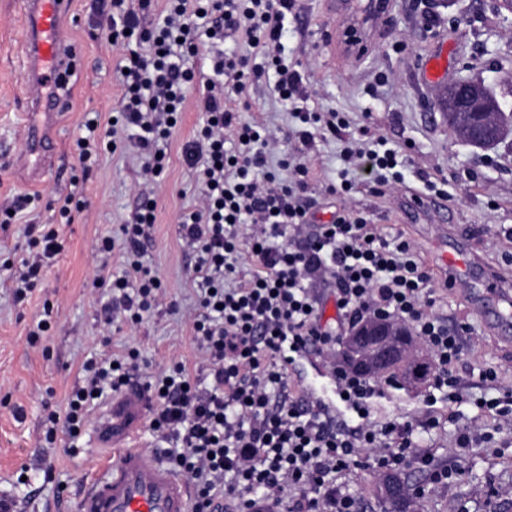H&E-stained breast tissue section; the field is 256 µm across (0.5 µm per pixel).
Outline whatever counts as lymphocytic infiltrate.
I'll return each mask as SVG.
<instances>
[{"label": "lymphocytic infiltrate", "mask_w": 512, "mask_h": 512, "mask_svg": "<svg viewBox=\"0 0 512 512\" xmlns=\"http://www.w3.org/2000/svg\"><path fill=\"white\" fill-rule=\"evenodd\" d=\"M293 0H166L162 25L145 28L152 0H98L96 28L114 44L127 46L119 67L120 109L109 123L85 118L75 142L82 170L102 152L117 149L125 133L147 157L146 180L161 182L165 146L188 92L203 85L197 107L203 123L183 153L196 173L199 203L180 217L179 239L194 258L199 290L192 315L198 349L212 376L194 383L183 364L149 375L145 387L155 400L149 421L168 442L173 467L193 486L194 512H208L214 500L226 512H359L358 499L342 475L360 467L376 471L419 468L431 483L462 475L448 470L421 448L416 435L436 428L434 418L372 417L376 381L336 369L334 394L355 419L339 418L331 406L308 403L291 381L298 357L336 362L342 325L372 314L409 324L430 352L431 387L449 404L464 396L456 374L468 354L472 329L449 322L437 310L439 294L431 270L414 241L382 234L367 218L336 214L326 224L311 223L310 169L305 156L324 132L346 126L336 112L294 111L293 147L271 169L266 149L271 130L242 121L231 93L274 69L280 99H297L301 73L281 55L284 20ZM241 34L264 65L226 53L224 40ZM205 53L208 70L190 66ZM350 164L368 169L373 189L392 187L398 153L363 144L345 148ZM156 222L153 200H141L120 239L106 236L102 252L121 247L128 272L113 277L105 308L108 323L134 326L165 297L160 277L140 261ZM28 254L22 258L14 296L24 301L41 282L60 244L56 228L25 227ZM251 258L248 279L235 280L242 257ZM334 297L335 323L323 320V294ZM85 376L67 399L64 412L46 418L45 438L58 430L76 436L95 396L117 392L140 374L136 352L88 360Z\"/></svg>", "instance_id": "1"}]
</instances>
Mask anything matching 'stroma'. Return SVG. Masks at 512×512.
<instances>
[{
    "mask_svg": "<svg viewBox=\"0 0 512 512\" xmlns=\"http://www.w3.org/2000/svg\"><path fill=\"white\" fill-rule=\"evenodd\" d=\"M21 0H0V207L20 195L34 204L21 222L0 229V256L19 261L26 248L24 228L52 224L61 248L46 275L25 302H15L10 269L0 266V494L13 497L20 512H76L83 481L94 472L101 449L93 440L100 422L91 413L77 437L58 434L47 442L44 421L60 410L65 395L83 376L86 360L102 350L125 354L136 350L144 371L155 372L184 363L193 377L210 384L208 365L192 335L190 312L197 305L194 261L181 246L179 216L192 209L198 189L182 148L203 122L197 93L187 97L180 121L167 146L166 178L156 185L144 180L136 149L103 154L86 174L84 192L89 206L61 219L52 200L67 194L80 174L74 142L86 113L109 117L118 110L121 87L117 66L124 54L94 30L95 0H72L66 23L79 51L69 80V108L57 121L51 146V172L32 177L35 159L22 155L27 110L23 99V60L16 46ZM380 14L370 12L368 0H294L284 21V57L307 79V97L294 103L273 92L277 76L266 70L244 97L233 98L242 120L271 128L293 126L292 112L336 111L352 128L366 129V143L385 137L389 148L404 160L402 187L374 194L364 175L351 200L326 193L343 167L340 158L347 131L325 133L307 160L314 181V223L328 222L340 208L365 212L386 233L404 232L419 247L426 265H434L438 239L461 243L464 254L512 272V135L498 145L478 148L460 139L445 118L449 82L480 79L512 113V16L504 17L496 0H382ZM357 30V55L344 51L350 30ZM448 49L451 61L442 81L423 79L427 59ZM431 177L436 191L425 188ZM154 198L156 222L140 257L156 272L167 290L162 306L135 327L106 324L107 300L103 277L121 273V250L100 252V240L118 234L131 220L141 196ZM430 208L417 214L412 197ZM444 202L445 211L435 210ZM52 303L55 325L37 346L28 333L44 303ZM449 321L472 328L471 350L457 374L468 404L459 408L476 434L472 446L459 449L457 422L448 418L447 403L427 409V386H383L375 398L378 418L433 414L438 429L422 434L421 443L440 464H463L465 473L446 486L431 484L428 475L410 469L412 485L424 487L419 512H491L500 504L512 512V432L474 407V399L512 391V342L501 341L497 329L478 312L464 289L443 290L438 304ZM497 369L496 388L480 379L479 371ZM293 382L310 397L333 401L332 381L323 362L300 359L289 368Z\"/></svg>",
    "mask_w": 512,
    "mask_h": 512,
    "instance_id": "stroma-1",
    "label": "stroma"
}]
</instances>
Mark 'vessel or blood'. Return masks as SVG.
Here are the masks:
<instances>
[{
    "label": "vessel or blood",
    "mask_w": 512,
    "mask_h": 512,
    "mask_svg": "<svg viewBox=\"0 0 512 512\" xmlns=\"http://www.w3.org/2000/svg\"><path fill=\"white\" fill-rule=\"evenodd\" d=\"M69 0H23L20 50L25 60L24 93L32 119L27 126L30 153L45 158L57 117L68 106L55 79L76 59V48L63 25ZM439 264L461 287L488 297L495 310L512 303V281L489 264L461 259L459 250L439 247ZM150 410L136 385L113 398L97 441L102 463L77 498V512H190L189 489L159 457L140 447V427Z\"/></svg>",
    "instance_id": "obj_1"
}]
</instances>
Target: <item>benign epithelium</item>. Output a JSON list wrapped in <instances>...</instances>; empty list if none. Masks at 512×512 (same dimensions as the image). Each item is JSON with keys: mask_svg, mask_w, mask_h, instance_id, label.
Here are the masks:
<instances>
[{"mask_svg": "<svg viewBox=\"0 0 512 512\" xmlns=\"http://www.w3.org/2000/svg\"><path fill=\"white\" fill-rule=\"evenodd\" d=\"M448 91L453 93L454 111L486 114L488 132L470 137L471 143L497 144L504 139V118L492 110L483 83L457 79L448 86ZM345 343L348 352L342 355L341 367L360 374L381 376L412 357L419 369L406 385L415 388L421 385L429 367L427 354L417 349L409 329L385 317H374L357 324L345 337Z\"/></svg>", "mask_w": 512, "mask_h": 512, "instance_id": "benign-epithelium-1", "label": "benign epithelium"}]
</instances>
